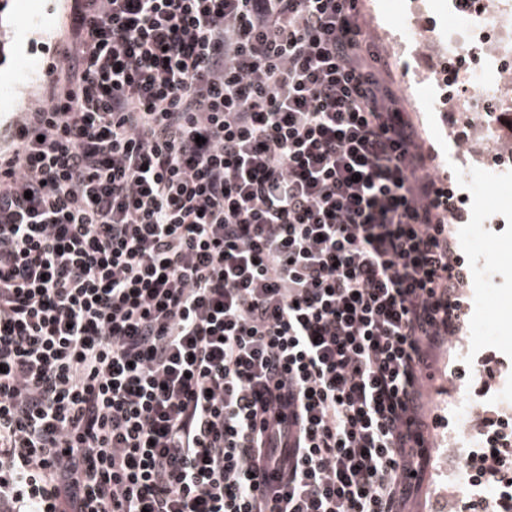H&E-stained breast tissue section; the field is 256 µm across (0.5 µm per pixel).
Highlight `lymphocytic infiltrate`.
Wrapping results in <instances>:
<instances>
[{
	"label": "lymphocytic infiltrate",
	"instance_id": "1",
	"mask_svg": "<svg viewBox=\"0 0 512 512\" xmlns=\"http://www.w3.org/2000/svg\"><path fill=\"white\" fill-rule=\"evenodd\" d=\"M70 30L0 152V512H409L465 215L358 0ZM478 434L512 512V420Z\"/></svg>",
	"mask_w": 512,
	"mask_h": 512
}]
</instances>
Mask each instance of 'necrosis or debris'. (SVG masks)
Masks as SVG:
<instances>
[{"label": "necrosis or debris", "mask_w": 512, "mask_h": 512, "mask_svg": "<svg viewBox=\"0 0 512 512\" xmlns=\"http://www.w3.org/2000/svg\"><path fill=\"white\" fill-rule=\"evenodd\" d=\"M456 18L438 53L437 103L467 113L479 110L476 136L484 146L488 174L512 164V0H448ZM481 91L479 99L467 94Z\"/></svg>", "instance_id": "necrosis-or-debris-1"}]
</instances>
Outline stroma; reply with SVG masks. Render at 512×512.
I'll return each instance as SVG.
<instances>
[{
    "label": "stroma",
    "mask_w": 512,
    "mask_h": 512,
    "mask_svg": "<svg viewBox=\"0 0 512 512\" xmlns=\"http://www.w3.org/2000/svg\"><path fill=\"white\" fill-rule=\"evenodd\" d=\"M71 3L6 0L0 7V130L15 118L20 106L41 99L44 69L53 59L54 45L67 40L65 20ZM361 7L371 33L379 41L385 33L410 28L417 15L429 18L439 36L446 33L452 21L448 0H362ZM386 58L404 103L435 150L440 167L471 163L481 145L472 138L470 117L434 109L431 84H424L419 98H412L409 92L417 71L434 66V56L409 46L399 53H387ZM24 59L29 62L25 71L19 68ZM452 189L467 199L468 219L453 228L458 251L468 269L482 268L485 278H471L465 284V327L447 354L435 357L433 378L426 384L433 409L440 416L434 433L441 448L448 447L450 438H463L466 432L455 416V402L481 393L489 399L486 411L492 412L496 406L491 399L499 388L512 387V186L494 180L475 186L458 179ZM480 362L489 365L483 378L459 380L452 373L454 366L469 370ZM467 496L462 487L449 493L448 472L436 461L411 509L433 512L434 499L448 504Z\"/></svg>",
    "instance_id": "35a3bbf8"
}]
</instances>
